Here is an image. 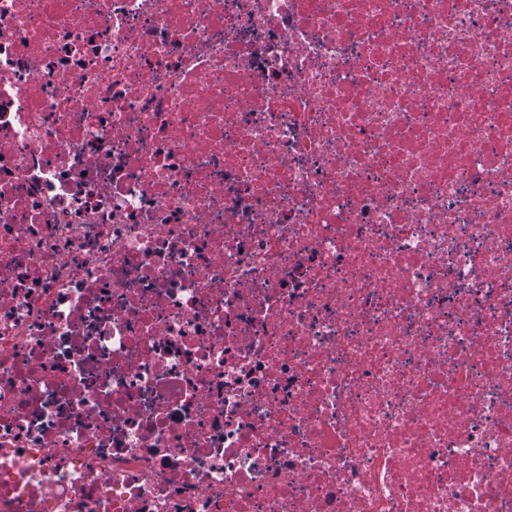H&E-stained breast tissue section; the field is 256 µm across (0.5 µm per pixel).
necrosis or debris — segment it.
<instances>
[{
	"mask_svg": "<svg viewBox=\"0 0 512 512\" xmlns=\"http://www.w3.org/2000/svg\"><path fill=\"white\" fill-rule=\"evenodd\" d=\"M0 512H512V0H0Z\"/></svg>",
	"mask_w": 512,
	"mask_h": 512,
	"instance_id": "necrosis-or-debris-1",
	"label": "necrosis or debris"
}]
</instances>
